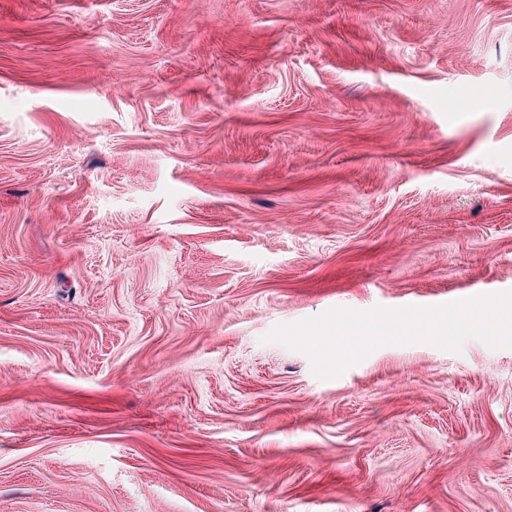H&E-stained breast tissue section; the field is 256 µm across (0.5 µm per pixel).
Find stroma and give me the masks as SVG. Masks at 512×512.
Instances as JSON below:
<instances>
[{
	"instance_id": "stroma-1",
	"label": "stroma",
	"mask_w": 512,
	"mask_h": 512,
	"mask_svg": "<svg viewBox=\"0 0 512 512\" xmlns=\"http://www.w3.org/2000/svg\"><path fill=\"white\" fill-rule=\"evenodd\" d=\"M512 290V0H0V512H512V349L267 341Z\"/></svg>"
}]
</instances>
